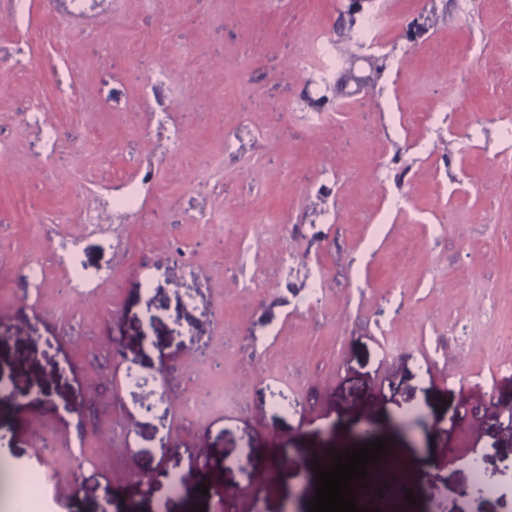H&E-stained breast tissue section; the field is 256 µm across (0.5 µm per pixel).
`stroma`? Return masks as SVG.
Wrapping results in <instances>:
<instances>
[{"mask_svg":"<svg viewBox=\"0 0 512 512\" xmlns=\"http://www.w3.org/2000/svg\"><path fill=\"white\" fill-rule=\"evenodd\" d=\"M349 6L104 0L62 33L49 0L0 13L25 60L0 76V380L16 390L0 464L40 471L56 512H309L314 460L375 439L409 512H512V0H372L373 43L353 40ZM315 31L336 48L328 77L306 63ZM375 67V87L346 85ZM150 106L185 139L149 126ZM36 107L59 130L48 156ZM130 187L139 208L108 212ZM91 209L108 215L96 233ZM63 241L91 294L70 289ZM167 365L179 395L145 413ZM473 457L495 494H477Z\"/></svg>","mask_w":512,"mask_h":512,"instance_id":"stroma-1","label":"stroma"}]
</instances>
